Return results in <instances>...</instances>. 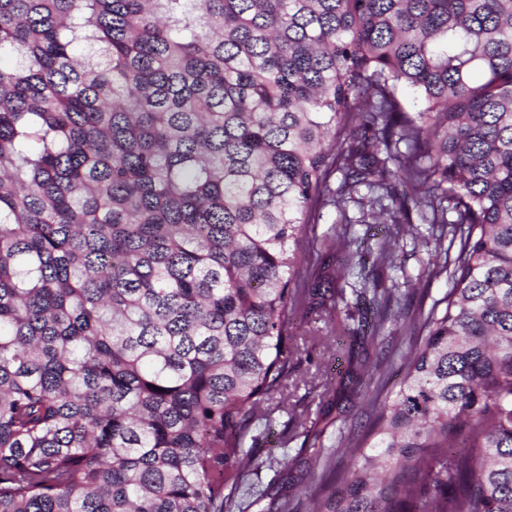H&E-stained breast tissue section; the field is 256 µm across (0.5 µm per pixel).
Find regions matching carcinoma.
<instances>
[{
  "instance_id": "1",
  "label": "carcinoma",
  "mask_w": 512,
  "mask_h": 512,
  "mask_svg": "<svg viewBox=\"0 0 512 512\" xmlns=\"http://www.w3.org/2000/svg\"><path fill=\"white\" fill-rule=\"evenodd\" d=\"M335 170L451 287L311 512H512V0H0V512L265 497L296 315L407 298L301 267Z\"/></svg>"
}]
</instances>
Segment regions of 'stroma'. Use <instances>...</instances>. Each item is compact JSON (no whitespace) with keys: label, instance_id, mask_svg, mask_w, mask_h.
<instances>
[{"label":"stroma","instance_id":"1","mask_svg":"<svg viewBox=\"0 0 512 512\" xmlns=\"http://www.w3.org/2000/svg\"><path fill=\"white\" fill-rule=\"evenodd\" d=\"M353 235L364 238V250L377 248V239L384 234L398 238L404 251L401 269L392 276L401 288L408 290L409 300L399 317L390 319L377 339L362 342L352 334L353 323L346 316L344 305L323 315L322 318H297L292 328L294 341L292 357L288 363V390L284 394L285 408L274 413L270 426L255 424L253 441L246 450L252 463L246 469L249 480L272 485L273 490L260 504L262 512H278L283 498H290L296 512H309L310 490L330 486L340 487L343 476L358 466V459L342 456L331 465H324L313 453H301L300 440L310 429L321 402L336 399L333 408L336 427L359 430L369 425L368 404L374 398L373 385L362 372H350V363H363L371 370H382L388 376L387 390H394L401 377L397 363L386 362L384 354L392 341L411 342L419 335L418 319L428 312L435 300L448 291L446 276H433L429 269V245L412 235L420 226V218L411 224H380L367 226L359 221L360 210L350 205ZM339 214L332 200H324L313 214L310 243L306 248L308 264L323 262L342 275L339 262L342 254L337 235L341 229ZM293 434L288 447H281L282 432Z\"/></svg>","mask_w":512,"mask_h":512}]
</instances>
